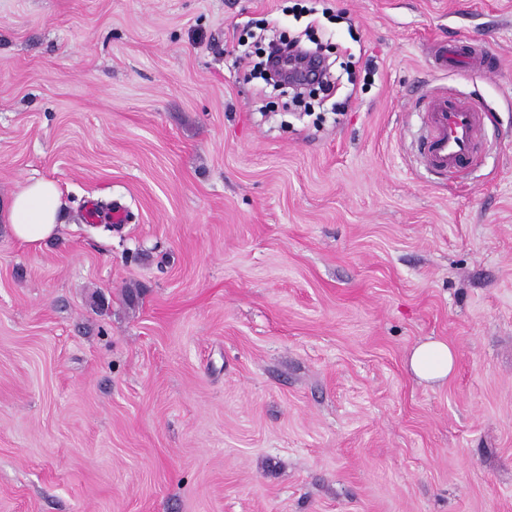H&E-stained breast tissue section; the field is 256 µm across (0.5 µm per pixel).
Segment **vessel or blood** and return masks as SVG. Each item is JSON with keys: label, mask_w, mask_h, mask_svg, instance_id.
<instances>
[{"label": "vessel or blood", "mask_w": 512, "mask_h": 512, "mask_svg": "<svg viewBox=\"0 0 512 512\" xmlns=\"http://www.w3.org/2000/svg\"><path fill=\"white\" fill-rule=\"evenodd\" d=\"M440 57H456L472 67L483 66L486 60L482 50L470 45L443 49ZM422 117L427 134L419 152L428 169L448 176L475 162L486 125V114L477 100H455L439 93L425 101Z\"/></svg>", "instance_id": "1"}]
</instances>
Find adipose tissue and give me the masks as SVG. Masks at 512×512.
I'll list each match as a JSON object with an SVG mask.
<instances>
[{
    "mask_svg": "<svg viewBox=\"0 0 512 512\" xmlns=\"http://www.w3.org/2000/svg\"><path fill=\"white\" fill-rule=\"evenodd\" d=\"M63 207L62 193L54 180L32 179L0 208V222L9 225L16 240L36 244L53 234ZM455 360V352L447 343L429 340L413 350L409 366L420 379L435 381L448 377Z\"/></svg>",
    "mask_w": 512,
    "mask_h": 512,
    "instance_id": "1",
    "label": "adipose tissue"
}]
</instances>
